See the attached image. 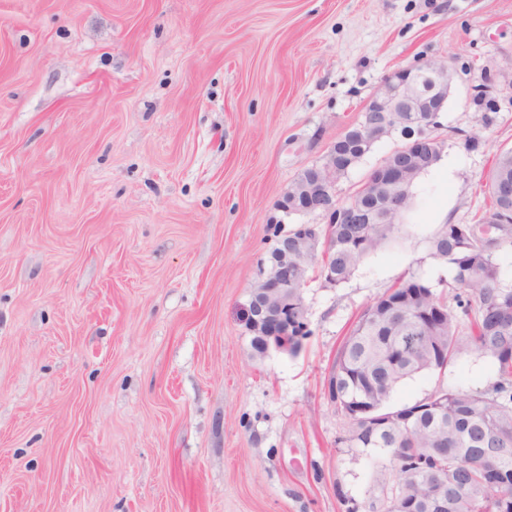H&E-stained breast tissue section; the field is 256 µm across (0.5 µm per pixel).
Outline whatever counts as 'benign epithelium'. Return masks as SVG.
Returning <instances> with one entry per match:
<instances>
[{
    "label": "benign epithelium",
    "instance_id": "benign-epithelium-1",
    "mask_svg": "<svg viewBox=\"0 0 512 512\" xmlns=\"http://www.w3.org/2000/svg\"><path fill=\"white\" fill-rule=\"evenodd\" d=\"M452 79L453 74L445 63L426 62L394 71L365 106V138L377 141L393 135L398 128V135L404 140L400 150L406 154L416 152L424 141L431 139L448 100ZM398 112H411L415 117L398 127L395 123ZM345 141L344 136L334 141L321 163L304 168L285 189L280 200L283 213H321L330 224H370L366 200L377 197L381 182L388 178L413 180L415 171L395 169L388 157L372 170L357 198L346 205L336 203V165L349 159L347 154L337 151V145ZM324 228V224L297 225L299 251H305L307 245L315 242ZM293 269L288 264V249L284 248L273 267L262 269L261 288L248 304V325L259 330L267 352L288 353V284L292 282Z\"/></svg>",
    "mask_w": 512,
    "mask_h": 512
}]
</instances>
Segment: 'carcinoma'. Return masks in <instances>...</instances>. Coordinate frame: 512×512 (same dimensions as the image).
<instances>
[{"instance_id":"carcinoma-1","label":"carcinoma","mask_w":512,"mask_h":512,"mask_svg":"<svg viewBox=\"0 0 512 512\" xmlns=\"http://www.w3.org/2000/svg\"><path fill=\"white\" fill-rule=\"evenodd\" d=\"M485 187L495 219L512 214V148L501 150ZM401 186L380 192L372 224H337L306 256L297 260L288 286V306L300 313L302 339L311 336L303 290L315 265L346 282L369 255L400 230L396 214L381 204ZM512 249V224L441 225L430 241L431 257L454 271L455 304L414 274L367 306L336 352V411L348 422L336 447L384 451L381 471L391 486L411 470L407 494L417 512H437L432 473L448 467V512H512V286L504 284L499 254ZM472 351L491 357L494 384L479 392L448 391L440 402L421 399L400 405L411 416L395 433H382L362 420L361 408H383L403 382Z\"/></svg>"}]
</instances>
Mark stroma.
Wrapping results in <instances>:
<instances>
[{"mask_svg":"<svg viewBox=\"0 0 512 512\" xmlns=\"http://www.w3.org/2000/svg\"><path fill=\"white\" fill-rule=\"evenodd\" d=\"M427 61L453 74L444 148L401 232L338 286L311 274L298 355H257L239 310L270 223L325 221L283 216V191ZM402 144L375 143L337 199ZM502 147L512 0H0V512L378 505L381 453L337 447L326 378L400 277L452 280L429 241L489 208ZM496 379L472 352L390 402Z\"/></svg>","mask_w":512,"mask_h":512,"instance_id":"1","label":"stroma"}]
</instances>
